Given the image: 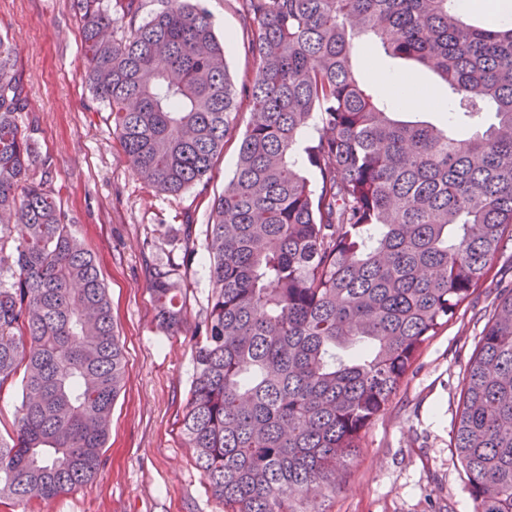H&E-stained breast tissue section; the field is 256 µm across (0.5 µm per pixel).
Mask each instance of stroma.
<instances>
[{
  "instance_id": "obj_1",
  "label": "stroma",
  "mask_w": 512,
  "mask_h": 512,
  "mask_svg": "<svg viewBox=\"0 0 512 512\" xmlns=\"http://www.w3.org/2000/svg\"><path fill=\"white\" fill-rule=\"evenodd\" d=\"M208 11L225 44L228 71L241 83L253 68L237 0H187ZM77 0H0V38L13 49L28 98L22 124L35 128L49 157L50 183L72 230L95 258L112 301V321L126 355L124 387L112 409L110 438L93 480L41 512H224L193 463L179 418L192 380L190 327L203 318L209 281L203 242L183 271L188 325L171 336L157 329L148 292L153 266L166 260L179 224H204L214 196L232 177L241 131L226 138L205 186L162 194L145 186L112 133L109 110L85 77ZM356 76L375 98L391 101L386 83L398 76L431 90L432 110H404L406 120L446 122L447 91L436 76L401 60L360 51ZM512 284V244L448 325L427 341L388 406L361 434V446L321 512H475L451 446L462 377L497 302Z\"/></svg>"
}]
</instances>
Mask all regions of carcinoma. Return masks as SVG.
I'll list each match as a JSON object with an SVG mask.
<instances>
[{
  "mask_svg": "<svg viewBox=\"0 0 512 512\" xmlns=\"http://www.w3.org/2000/svg\"><path fill=\"white\" fill-rule=\"evenodd\" d=\"M78 2L90 87L154 191L203 182L249 113L203 230L211 289L182 433L224 512H308L512 241V22L472 20L459 0H239L254 70L238 89L203 9L168 0L141 21V0H119L117 17ZM367 39L444 83L447 125L401 120L358 81ZM12 57L0 38V390L21 388L0 436V504L35 512L96 477L126 360L95 259L19 122ZM195 240L181 225V265ZM148 291L157 328L178 334L173 265L154 267ZM452 433L476 512H512V288L470 359Z\"/></svg>",
  "mask_w": 512,
  "mask_h": 512,
  "instance_id": "obj_1",
  "label": "carcinoma"
}]
</instances>
